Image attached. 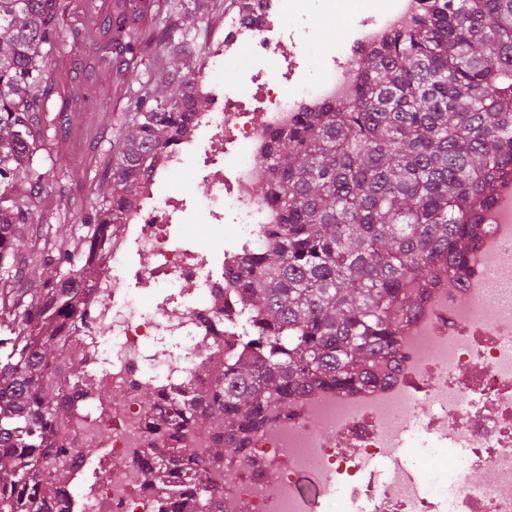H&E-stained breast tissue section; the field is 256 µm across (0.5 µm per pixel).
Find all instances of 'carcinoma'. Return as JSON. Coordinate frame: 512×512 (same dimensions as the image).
Masks as SVG:
<instances>
[{
    "mask_svg": "<svg viewBox=\"0 0 512 512\" xmlns=\"http://www.w3.org/2000/svg\"><path fill=\"white\" fill-rule=\"evenodd\" d=\"M411 29L363 58L348 100L302 112L271 138L265 187L283 217L276 240L250 258L242 300L261 315L250 354L224 362V389L193 394V430L224 433L209 460L185 449V497L165 489L167 466L145 481L161 512H224L203 472L224 449L247 454L270 411L316 384L376 379L420 294L468 262L500 172L512 169V0H426ZM66 0H0V512H54L70 472L47 458L61 437L68 385L97 390L74 316L86 275L123 231L141 171L201 108L183 80L152 105L133 102V128L102 159L112 182L73 204L71 230L47 223L41 187L54 168L58 115L48 103L49 59L65 46ZM138 20L99 29L104 70L136 53Z\"/></svg>",
    "mask_w": 512,
    "mask_h": 512,
    "instance_id": "cac0c4a2",
    "label": "carcinoma"
}]
</instances>
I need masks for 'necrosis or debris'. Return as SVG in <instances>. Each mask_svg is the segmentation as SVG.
I'll return each mask as SVG.
<instances>
[{
  "label": "necrosis or debris",
  "mask_w": 512,
  "mask_h": 512,
  "mask_svg": "<svg viewBox=\"0 0 512 512\" xmlns=\"http://www.w3.org/2000/svg\"><path fill=\"white\" fill-rule=\"evenodd\" d=\"M332 0H258L224 18L194 92L208 102L138 179L122 233L83 292L78 328L99 392L76 399L62 455L64 512H150L148 464L167 449L209 458L213 438L180 424L189 392L224 384V355L251 350L255 310L240 301L246 257L282 215L264 188L271 132L302 107L347 99L357 59L410 28L423 0H342L328 49L310 25ZM250 49L251 64L241 61ZM192 173L203 194L173 185ZM512 191L499 193L458 279L426 289L382 380L315 388L271 413L247 456L208 477L227 512H512ZM216 225L201 241L190 224ZM121 400H113L112 391ZM233 473L225 481V473ZM491 473V482L480 481Z\"/></svg>",
  "instance_id": "1"
}]
</instances>
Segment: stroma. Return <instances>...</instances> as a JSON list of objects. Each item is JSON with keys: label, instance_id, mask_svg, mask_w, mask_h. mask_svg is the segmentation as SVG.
<instances>
[{"label": "stroma", "instance_id": "35a3bbf8", "mask_svg": "<svg viewBox=\"0 0 512 512\" xmlns=\"http://www.w3.org/2000/svg\"><path fill=\"white\" fill-rule=\"evenodd\" d=\"M121 2L103 0L102 12L88 15L83 11L84 0H74V13L67 22V48L49 66L52 95L80 99L88 92L93 98L92 106L79 103L68 110L59 136L56 171L42 184L44 196L61 210L94 196L99 160L121 133L117 126L104 130L102 115L127 112L131 100L141 95L165 96L172 79L199 78L206 38L222 30L224 15L237 0H210V10L201 19L149 7L138 20L142 43L136 58L121 71L102 70L94 64L97 42L91 32Z\"/></svg>", "mask_w": 512, "mask_h": 512}]
</instances>
